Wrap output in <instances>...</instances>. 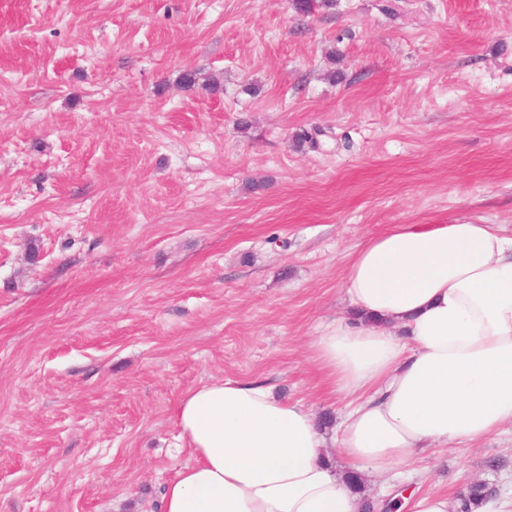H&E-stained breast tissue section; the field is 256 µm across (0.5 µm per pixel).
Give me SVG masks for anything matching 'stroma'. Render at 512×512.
Masks as SVG:
<instances>
[{
	"label": "stroma",
	"instance_id": "stroma-1",
	"mask_svg": "<svg viewBox=\"0 0 512 512\" xmlns=\"http://www.w3.org/2000/svg\"><path fill=\"white\" fill-rule=\"evenodd\" d=\"M458 221L512 234V0H0V512H160L215 379L339 415L351 255ZM414 467L512 494V431Z\"/></svg>",
	"mask_w": 512,
	"mask_h": 512
}]
</instances>
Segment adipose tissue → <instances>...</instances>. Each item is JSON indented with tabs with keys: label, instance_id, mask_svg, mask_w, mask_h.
<instances>
[{
	"label": "adipose tissue",
	"instance_id": "ef3b65f1",
	"mask_svg": "<svg viewBox=\"0 0 512 512\" xmlns=\"http://www.w3.org/2000/svg\"><path fill=\"white\" fill-rule=\"evenodd\" d=\"M348 313L310 345L330 394L348 398L333 432L261 381L215 380L176 413L193 464L162 512H361L339 454L402 489L410 512L460 501L411 484L428 448L477 445L512 426V235L495 224H395L350 258Z\"/></svg>",
	"mask_w": 512,
	"mask_h": 512
}]
</instances>
